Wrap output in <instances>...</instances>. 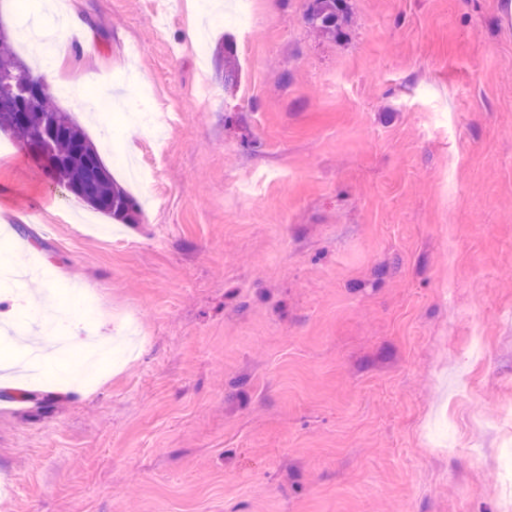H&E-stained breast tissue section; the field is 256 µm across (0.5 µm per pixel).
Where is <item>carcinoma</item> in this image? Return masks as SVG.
Instances as JSON below:
<instances>
[{
  "mask_svg": "<svg viewBox=\"0 0 512 512\" xmlns=\"http://www.w3.org/2000/svg\"><path fill=\"white\" fill-rule=\"evenodd\" d=\"M341 0H313L307 13L311 27L319 33L336 31ZM29 67L0 32V130L6 129L20 142L51 127V149L55 165L45 175L60 186H70L76 196L96 211L123 224H135L140 209L135 198L118 184L103 163L95 144L70 113L54 104L49 95L22 101L16 87L25 80H36Z\"/></svg>",
  "mask_w": 512,
  "mask_h": 512,
  "instance_id": "1",
  "label": "carcinoma"
}]
</instances>
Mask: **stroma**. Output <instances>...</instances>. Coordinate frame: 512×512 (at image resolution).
Segmentation results:
<instances>
[{
    "instance_id": "1",
    "label": "stroma",
    "mask_w": 512,
    "mask_h": 512,
    "mask_svg": "<svg viewBox=\"0 0 512 512\" xmlns=\"http://www.w3.org/2000/svg\"><path fill=\"white\" fill-rule=\"evenodd\" d=\"M184 2L71 0L52 65L138 223L0 130V233L54 275L29 301L80 288L99 345L137 336L87 388L0 386V512H507L505 0H346L333 35L250 0L202 44ZM93 80L152 115L90 118Z\"/></svg>"
}]
</instances>
